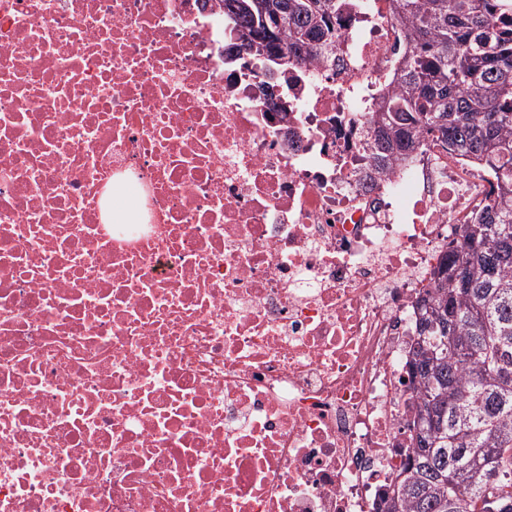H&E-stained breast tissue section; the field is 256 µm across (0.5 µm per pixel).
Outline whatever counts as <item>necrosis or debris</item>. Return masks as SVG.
Segmentation results:
<instances>
[{
	"label": "necrosis or debris",
	"mask_w": 512,
	"mask_h": 512,
	"mask_svg": "<svg viewBox=\"0 0 512 512\" xmlns=\"http://www.w3.org/2000/svg\"><path fill=\"white\" fill-rule=\"evenodd\" d=\"M225 34L0 0V512H382L413 454L414 303L495 179L371 161L393 0L269 99Z\"/></svg>",
	"instance_id": "necrosis-or-debris-1"
}]
</instances>
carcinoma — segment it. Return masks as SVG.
<instances>
[{
    "instance_id": "carcinoma-1",
    "label": "carcinoma",
    "mask_w": 512,
    "mask_h": 512,
    "mask_svg": "<svg viewBox=\"0 0 512 512\" xmlns=\"http://www.w3.org/2000/svg\"><path fill=\"white\" fill-rule=\"evenodd\" d=\"M269 2L281 20L224 0L240 53L336 58L342 0ZM395 13L409 51L376 113L374 163L439 138L500 182L416 301L417 448L386 512H512V0H396Z\"/></svg>"
}]
</instances>
